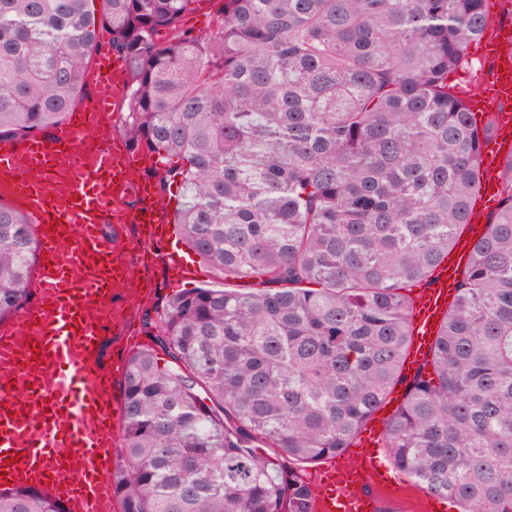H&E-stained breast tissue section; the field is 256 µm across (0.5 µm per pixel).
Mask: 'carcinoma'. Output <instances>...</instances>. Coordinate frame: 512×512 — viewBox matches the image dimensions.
I'll return each mask as SVG.
<instances>
[{
    "label": "carcinoma",
    "mask_w": 512,
    "mask_h": 512,
    "mask_svg": "<svg viewBox=\"0 0 512 512\" xmlns=\"http://www.w3.org/2000/svg\"><path fill=\"white\" fill-rule=\"evenodd\" d=\"M88 2L0 0V138L60 125L109 33L128 148L168 165L175 233L224 275L170 296L127 361L122 512H314L292 462L341 456L402 383L390 464L458 512H512V152L429 359L403 373L405 290L467 224L494 129L448 85L486 0H223L215 33L164 43L193 0ZM38 250L0 203V319ZM0 512L65 510L0 488Z\"/></svg>",
    "instance_id": "obj_1"
}]
</instances>
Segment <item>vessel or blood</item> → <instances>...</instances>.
<instances>
[{"instance_id":"vessel-or-blood-1","label":"vessel or blood","mask_w":512,"mask_h":512,"mask_svg":"<svg viewBox=\"0 0 512 512\" xmlns=\"http://www.w3.org/2000/svg\"><path fill=\"white\" fill-rule=\"evenodd\" d=\"M512 28H499L485 42L492 70L470 109L495 118L491 148L480 162L484 195H494L503 146L512 144V59L501 44ZM126 72L121 59L100 54L93 73L92 104L74 109L55 134L0 144V172L27 161L33 178L21 188L30 219L39 233L36 299L0 329V485L30 487L59 501L66 512H114L112 470L117 458V412L113 396L126 366L102 356L109 324L101 315L112 285L128 277V255L102 232L104 225H146L144 245L161 240L167 218L156 192L140 191L135 210L116 207L119 177L133 157H120L112 140H90L89 127L109 111L116 85ZM69 158L72 176L66 201H52L48 190L59 157ZM479 210L468 222L448 257L434 271L429 287L416 297L413 338L405 367L416 373L435 340L455 297L459 267L485 233ZM379 424L370 423L345 460L327 465L309 484L315 512H380L379 489L389 482L376 450Z\"/></svg>"}]
</instances>
